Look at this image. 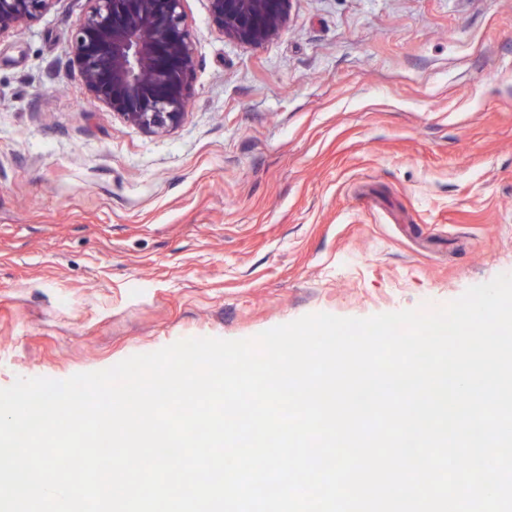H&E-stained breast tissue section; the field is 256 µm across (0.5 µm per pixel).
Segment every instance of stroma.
Segmentation results:
<instances>
[{
    "instance_id": "stroma-1",
    "label": "stroma",
    "mask_w": 512,
    "mask_h": 512,
    "mask_svg": "<svg viewBox=\"0 0 512 512\" xmlns=\"http://www.w3.org/2000/svg\"><path fill=\"white\" fill-rule=\"evenodd\" d=\"M88 7L0 36V388L512 274V0H295L257 47L185 0L161 133L88 93Z\"/></svg>"
}]
</instances>
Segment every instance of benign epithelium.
Segmentation results:
<instances>
[{
    "instance_id": "1",
    "label": "benign epithelium",
    "mask_w": 512,
    "mask_h": 512,
    "mask_svg": "<svg viewBox=\"0 0 512 512\" xmlns=\"http://www.w3.org/2000/svg\"><path fill=\"white\" fill-rule=\"evenodd\" d=\"M55 0H0V36L19 32ZM71 37L88 92L148 132L179 125L196 69L184 0H88ZM212 23L230 41L260 46L289 21L294 0H208Z\"/></svg>"
}]
</instances>
